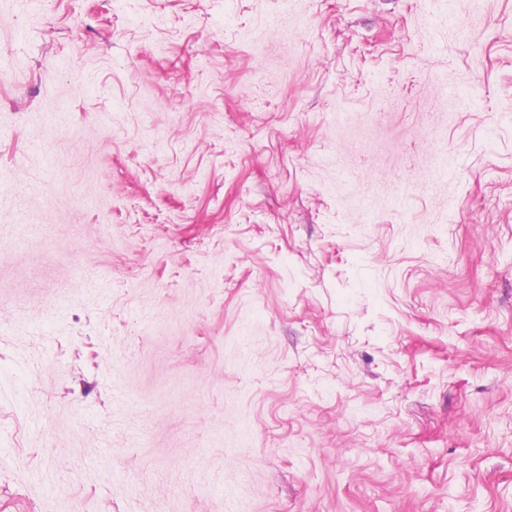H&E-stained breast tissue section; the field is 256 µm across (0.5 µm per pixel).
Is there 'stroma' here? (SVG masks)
<instances>
[{"label":"stroma","mask_w":512,"mask_h":512,"mask_svg":"<svg viewBox=\"0 0 512 512\" xmlns=\"http://www.w3.org/2000/svg\"><path fill=\"white\" fill-rule=\"evenodd\" d=\"M0 512H512V0H0Z\"/></svg>","instance_id":"35a3bbf8"}]
</instances>
